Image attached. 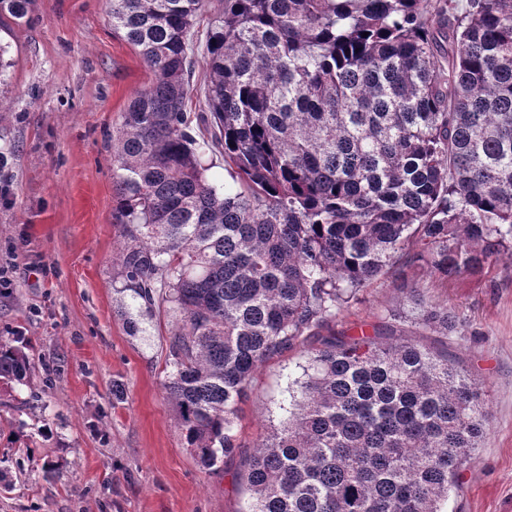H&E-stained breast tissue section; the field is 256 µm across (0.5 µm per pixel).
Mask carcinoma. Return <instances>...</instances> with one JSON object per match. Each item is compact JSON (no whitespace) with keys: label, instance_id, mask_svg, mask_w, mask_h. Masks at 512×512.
<instances>
[{"label":"carcinoma","instance_id":"carcinoma-1","mask_svg":"<svg viewBox=\"0 0 512 512\" xmlns=\"http://www.w3.org/2000/svg\"><path fill=\"white\" fill-rule=\"evenodd\" d=\"M29 6L0 0L16 20ZM207 8L107 11L154 75L112 139L120 292L174 318L163 388L186 447L207 470L233 456L255 372L299 348L279 427L239 474L248 512H448L485 392L399 331L446 337L459 317L419 290L371 332L336 317L409 267L446 282L512 247V0H224L200 140L186 102ZM17 342L0 336L3 385L31 371Z\"/></svg>","mask_w":512,"mask_h":512}]
</instances>
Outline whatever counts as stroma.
Returning <instances> with one entry per match:
<instances>
[{"label":"stroma","mask_w":512,"mask_h":512,"mask_svg":"<svg viewBox=\"0 0 512 512\" xmlns=\"http://www.w3.org/2000/svg\"><path fill=\"white\" fill-rule=\"evenodd\" d=\"M106 0H31L29 19L0 13L11 67L0 113V336H22L29 385L0 390V512H246L237 473L272 425L292 351L263 364L240 405V448L216 469L187 448L163 389V347L173 326L160 314L130 335L120 311L112 132L151 80L137 51L106 21ZM210 14L193 28L197 62L186 103L205 111L203 63ZM416 285L454 305L448 349L482 382L488 430L448 497V512H512V251L483 277ZM409 288H366L341 312V329L379 324L406 309ZM56 374L46 379L45 366ZM59 465L44 478L46 461Z\"/></svg>","instance_id":"stroma-1"}]
</instances>
